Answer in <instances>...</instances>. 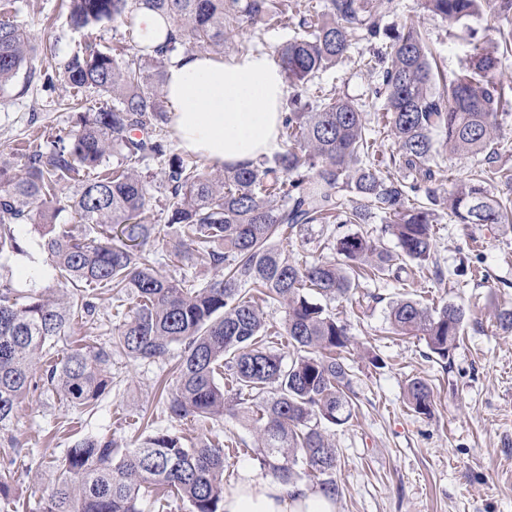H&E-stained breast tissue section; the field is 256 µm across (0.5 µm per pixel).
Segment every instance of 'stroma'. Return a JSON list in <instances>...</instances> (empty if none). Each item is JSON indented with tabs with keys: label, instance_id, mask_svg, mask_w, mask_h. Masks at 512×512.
Here are the masks:
<instances>
[{
	"label": "stroma",
	"instance_id": "1",
	"mask_svg": "<svg viewBox=\"0 0 512 512\" xmlns=\"http://www.w3.org/2000/svg\"><path fill=\"white\" fill-rule=\"evenodd\" d=\"M61 3L10 0L0 8V22L18 23L30 33L36 65L62 63L88 43L104 52L126 44V27L117 21L72 29ZM394 3L384 26L410 21L419 25L430 38L441 70L449 75L465 66L472 41L495 36L493 23L486 18L451 28L419 8L418 0ZM297 12L296 5H289L282 23L257 35L245 23L227 28L225 57L239 55L246 47L277 54L298 32ZM374 49L367 41L355 42L348 59L321 72L309 91L365 104L368 126L376 130L379 154L385 157L394 145L377 130L382 103L371 93L373 76L357 64ZM22 85L18 79L0 90V152L18 163L23 151L48 146L58 130L76 125L80 112L95 111L105 101L91 88L75 94L59 87L47 94L39 86L26 91ZM482 165L479 155L459 157L443 151L435 158L440 200L435 258L442 275L423 268L399 282L386 276L363 279L349 298L323 302L353 338L342 353L352 375L353 416L345 424L326 428L338 456L336 512H512V333L497 326L499 311L512 308V229L455 223L447 205L453 186L471 178ZM16 233L23 252L10 259L0 276L24 294L58 288V273L38 231L21 224ZM401 299L464 307V333L449 365L428 359L423 339L390 333L389 310ZM116 322L112 293L100 290L93 319L76 325L74 334L60 339L54 351L59 354L76 344H107ZM372 352L383 359V367L370 363ZM174 364L169 358L141 365L113 352L112 391L90 412L66 409L42 390L31 391L10 431L17 445L11 493L20 504L19 512H35L39 498L54 483L52 462L61 461L74 441L89 435L132 444L141 427L151 424L188 444L203 437L219 439L226 447L224 482L229 487L244 467H259L255 431L232 412L206 424L190 418L168 421L158 383L170 377ZM413 377L426 379L433 388L432 417L416 414L406 402V384Z\"/></svg>",
	"mask_w": 512,
	"mask_h": 512
}]
</instances>
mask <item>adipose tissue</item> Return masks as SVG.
Listing matches in <instances>:
<instances>
[{
  "label": "adipose tissue",
  "instance_id": "adipose-tissue-1",
  "mask_svg": "<svg viewBox=\"0 0 512 512\" xmlns=\"http://www.w3.org/2000/svg\"><path fill=\"white\" fill-rule=\"evenodd\" d=\"M181 149L214 166L247 167L279 146L287 85L270 55L231 60L190 53L168 65L163 85ZM224 512H335L331 497L244 469L224 494Z\"/></svg>",
  "mask_w": 512,
  "mask_h": 512
}]
</instances>
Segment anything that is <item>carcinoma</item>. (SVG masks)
Wrapping results in <instances>:
<instances>
[{"label":"carcinoma","mask_w":512,"mask_h":512,"mask_svg":"<svg viewBox=\"0 0 512 512\" xmlns=\"http://www.w3.org/2000/svg\"><path fill=\"white\" fill-rule=\"evenodd\" d=\"M425 10L450 25L490 12L505 27L489 49L472 46L468 63L451 78L434 73L428 38L410 24L391 32L382 20L393 0H300V32L278 50L279 63L294 94L284 106L279 129L282 150L251 168L207 172L196 158L174 151L163 93L165 68L173 55H224V29L233 23L269 26L284 10L278 0H68L75 29L105 20L132 18L148 8L167 14L176 35L166 49L149 52L136 44L109 54L89 44L60 64L59 77L80 92L95 88L112 106L84 117L78 129L59 131L51 147L25 154L20 167L0 160V258L22 251L16 224L38 227L43 249L64 284L77 290L64 301L49 290L23 301L10 282L0 281V447H14L6 435L18 408L38 387L68 408L91 411L112 388V350L134 362L152 363L180 348L173 384L162 388L172 421H218L224 412L251 403L260 463L277 481L301 478L303 464L319 477L320 489L339 494L333 477L336 448L325 424L352 416L351 378L336 356L351 337L345 325L308 295L349 298L353 276L391 272L395 279L432 263V227L438 223L437 146L452 155L485 154L477 179L455 185L448 199L458 224L512 227V201L489 189L512 187V168L497 164L489 147L499 135V111L512 109V86L491 75L501 57L512 55V0H420ZM364 37L384 48L360 65L375 77L374 93L384 99L383 130L395 149L375 160V141L366 116L348 99L307 95L316 75L347 56ZM30 33L0 22V89L20 73L36 77ZM119 158L112 171L101 166ZM161 163L170 244L175 257L214 271L207 281L161 274L146 249L156 225L145 221L150 182L139 165ZM406 171L412 180L396 177ZM72 183L70 195L62 186ZM283 203H278L277 199ZM69 209L75 224H57ZM376 215L383 232L396 240L398 255L358 233L336 238L345 258L339 265L290 261L284 243L303 237L315 224H366ZM107 288L122 308L112 341L76 346L58 362L39 366L77 319L96 313L97 291ZM284 309L282 329L270 330L254 293ZM466 312L454 304L429 307L402 299L390 307L392 331L422 337L436 358L447 361L464 330ZM284 336L293 358L284 362L267 343ZM228 372L229 386L218 378ZM413 411L430 417L431 385L415 377L406 386ZM60 474L41 498L38 512H143L151 498L167 508L159 492L177 496L189 512H224V448L208 439L190 445L169 431L152 429L137 446L84 437L67 449ZM12 474L0 470V512H14Z\"/></svg>","instance_id":"carcinoma-1"}]
</instances>
